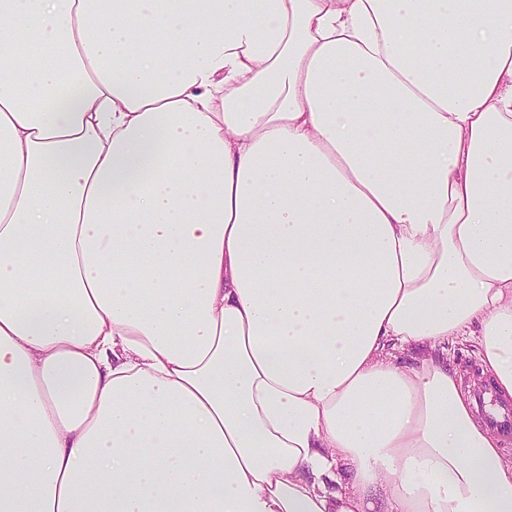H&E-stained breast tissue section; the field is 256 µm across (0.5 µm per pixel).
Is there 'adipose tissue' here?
Listing matches in <instances>:
<instances>
[{"instance_id": "obj_1", "label": "adipose tissue", "mask_w": 512, "mask_h": 512, "mask_svg": "<svg viewBox=\"0 0 512 512\" xmlns=\"http://www.w3.org/2000/svg\"><path fill=\"white\" fill-rule=\"evenodd\" d=\"M466 336L512 0H0V512H512ZM448 366L458 371L465 391L473 381L479 383L480 364L472 344L458 342L448 345Z\"/></svg>"}]
</instances>
